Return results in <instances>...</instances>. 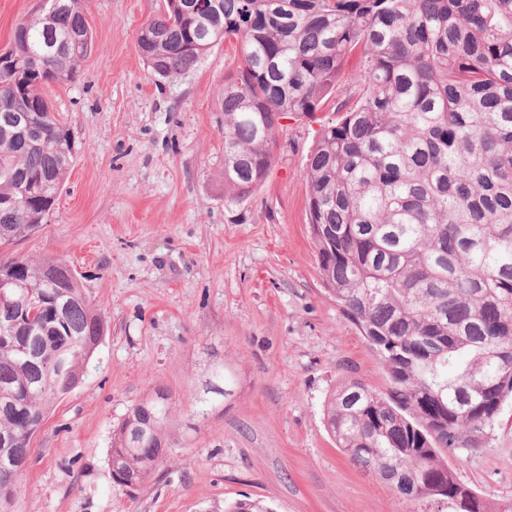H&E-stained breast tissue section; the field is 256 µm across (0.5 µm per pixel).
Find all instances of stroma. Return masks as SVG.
I'll list each match as a JSON object with an SVG mask.
<instances>
[{"label":"stroma","instance_id":"35a3bbf8","mask_svg":"<svg viewBox=\"0 0 512 512\" xmlns=\"http://www.w3.org/2000/svg\"><path fill=\"white\" fill-rule=\"evenodd\" d=\"M93 51L46 87L78 149L47 224L17 253L64 257L105 335L77 388L31 445L16 512H409L338 450L324 401L353 377L383 391L375 352L326 292L308 228V157L338 96L280 119L274 163L247 198L224 194L232 43L195 68L151 75L136 34L163 0H83ZM229 392L207 416L192 397L216 365ZM171 392V454L138 489L117 485L112 430L154 389ZM461 483L512 506V402L483 448L450 459Z\"/></svg>","mask_w":512,"mask_h":512}]
</instances>
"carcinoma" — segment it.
<instances>
[{"instance_id":"obj_1","label":"carcinoma","mask_w":512,"mask_h":512,"mask_svg":"<svg viewBox=\"0 0 512 512\" xmlns=\"http://www.w3.org/2000/svg\"><path fill=\"white\" fill-rule=\"evenodd\" d=\"M83 0L19 22L0 56V248L45 223L76 152L43 88L72 80L93 49ZM136 35L157 77L184 73L217 44L238 67L220 91L224 195L241 200L274 161L279 119L335 94L307 166L309 231L327 292L379 355L390 389L352 378L324 403L355 466L422 512H463L445 456L484 447L512 396V0H164ZM358 54L362 82L341 84ZM0 512L23 488L31 443L75 389L106 329L68 262L1 254ZM49 299L61 317L21 315ZM224 366L195 396L206 416ZM163 388L112 431L113 479L133 489L169 454ZM224 512H272L235 500Z\"/></svg>"}]
</instances>
